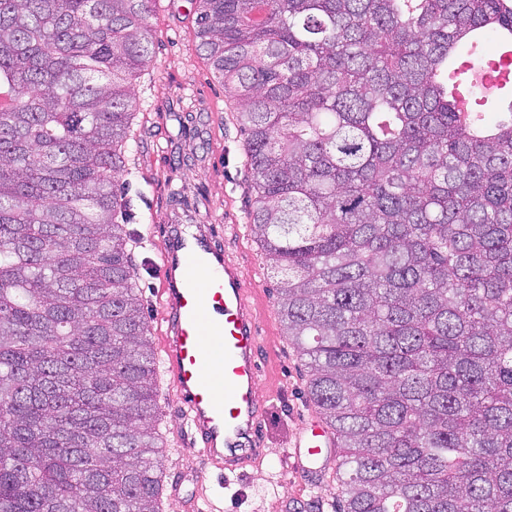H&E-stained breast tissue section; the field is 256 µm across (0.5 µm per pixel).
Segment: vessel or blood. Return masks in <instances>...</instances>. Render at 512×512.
<instances>
[{"label": "vessel or blood", "instance_id": "vessel-or-blood-1", "mask_svg": "<svg viewBox=\"0 0 512 512\" xmlns=\"http://www.w3.org/2000/svg\"><path fill=\"white\" fill-rule=\"evenodd\" d=\"M159 346L200 454L214 469L236 471L260 460V326L239 265L212 231L174 224L159 250ZM219 369H212V362ZM334 432L309 417L290 442L297 470L326 469Z\"/></svg>", "mask_w": 512, "mask_h": 512}]
</instances>
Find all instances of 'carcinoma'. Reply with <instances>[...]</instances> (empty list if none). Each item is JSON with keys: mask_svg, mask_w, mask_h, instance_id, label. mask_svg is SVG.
Here are the masks:
<instances>
[{"mask_svg": "<svg viewBox=\"0 0 512 512\" xmlns=\"http://www.w3.org/2000/svg\"><path fill=\"white\" fill-rule=\"evenodd\" d=\"M153 2L0 0V512H161L122 180ZM192 2L337 512H512V108L472 79L512 0Z\"/></svg>", "mask_w": 512, "mask_h": 512, "instance_id": "1", "label": "carcinoma"}]
</instances>
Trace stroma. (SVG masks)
<instances>
[{
    "label": "stroma",
    "mask_w": 512,
    "mask_h": 512,
    "mask_svg": "<svg viewBox=\"0 0 512 512\" xmlns=\"http://www.w3.org/2000/svg\"><path fill=\"white\" fill-rule=\"evenodd\" d=\"M194 18L190 0H157L154 6V63L134 81L140 110L127 228L147 239L136 251L137 283L152 327L161 277L149 257L159 247L160 226L173 214L215 226L219 244L239 263L260 323L259 398L266 410L260 433L267 453L241 473L205 468L180 398L172 385H160V429L170 446L164 469L173 489L163 512H336L335 474L322 482L310 479L289 455L290 439L315 411L306 360L284 332L277 275L244 229L250 204L244 138L234 104L198 50ZM175 185L185 189L179 203L171 197Z\"/></svg>",
    "instance_id": "obj_1"
}]
</instances>
